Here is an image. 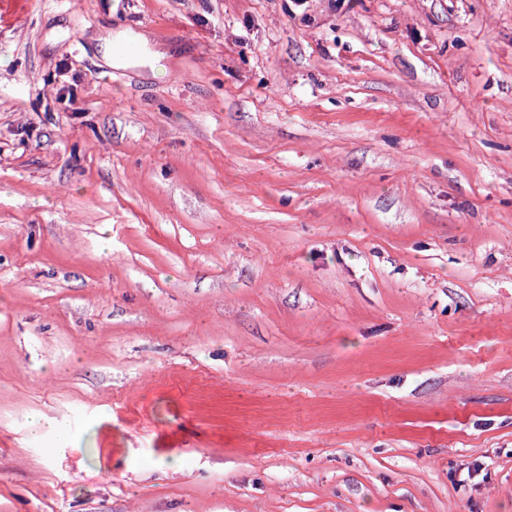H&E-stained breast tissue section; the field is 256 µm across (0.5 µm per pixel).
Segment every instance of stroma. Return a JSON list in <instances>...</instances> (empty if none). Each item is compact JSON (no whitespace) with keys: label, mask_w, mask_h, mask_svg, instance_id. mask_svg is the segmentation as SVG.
Instances as JSON below:
<instances>
[{"label":"stroma","mask_w":512,"mask_h":512,"mask_svg":"<svg viewBox=\"0 0 512 512\" xmlns=\"http://www.w3.org/2000/svg\"><path fill=\"white\" fill-rule=\"evenodd\" d=\"M0 512H512V0H0ZM131 37V34L122 29L108 31L100 38L103 46L102 62L107 67H148L152 76H159L164 71L163 62L167 60L166 53L155 49L151 45L150 38L145 33H138L135 38L139 50L135 55L125 56L119 53L122 47Z\"/></svg>","instance_id":"obj_1"}]
</instances>
